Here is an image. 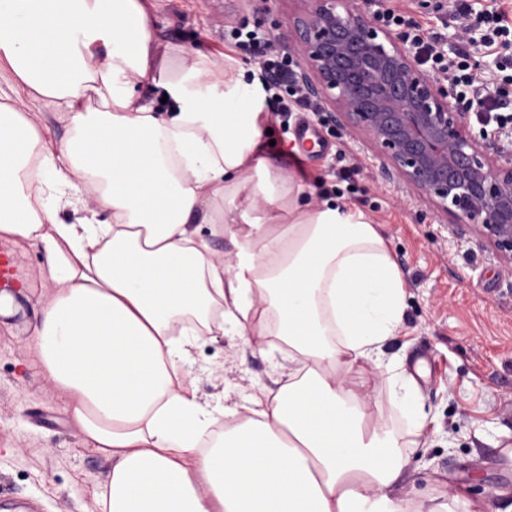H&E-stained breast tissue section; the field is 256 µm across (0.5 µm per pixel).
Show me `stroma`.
Returning a JSON list of instances; mask_svg holds the SVG:
<instances>
[{
	"label": "stroma",
	"instance_id": "35a3bbf8",
	"mask_svg": "<svg viewBox=\"0 0 512 512\" xmlns=\"http://www.w3.org/2000/svg\"><path fill=\"white\" fill-rule=\"evenodd\" d=\"M424 36L437 37L447 54L463 43L448 18V0H385ZM305 0H154L153 30L160 46L230 55L258 67L260 47L227 44L231 30H255L277 50ZM313 124L321 152H301L296 129ZM271 161L292 171L316 194L313 204L341 196L377 224L407 290L405 328L386 349L411 374L426 415L420 445L409 453L400 494L415 503L451 490L481 512L512 503V267L503 264L475 231L456 223L405 184L385 179L377 151L363 133H349L328 113H293L288 127L270 119ZM19 304L0 324V492L39 502L42 512H99L93 490L111 461L88 451L65 412L66 397L48 384L31 336L34 302L44 293L43 256L13 245ZM220 328L199 337L189 365L200 401L215 417L225 406L249 405L258 386H272L275 348L238 346ZM348 387L363 398L371 423L391 414L381 377L371 366L350 373Z\"/></svg>",
	"mask_w": 512,
	"mask_h": 512
}]
</instances>
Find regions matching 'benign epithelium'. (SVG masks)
<instances>
[{
    "instance_id": "7a95c632",
    "label": "benign epithelium",
    "mask_w": 512,
    "mask_h": 512,
    "mask_svg": "<svg viewBox=\"0 0 512 512\" xmlns=\"http://www.w3.org/2000/svg\"><path fill=\"white\" fill-rule=\"evenodd\" d=\"M296 18L305 94L341 115L346 129L375 143L382 170L471 225L506 265L512 263V151L489 155L469 113L443 77L353 0H309Z\"/></svg>"
}]
</instances>
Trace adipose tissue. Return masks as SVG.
I'll list each match as a JSON object with an SVG mask.
<instances>
[{"mask_svg": "<svg viewBox=\"0 0 512 512\" xmlns=\"http://www.w3.org/2000/svg\"><path fill=\"white\" fill-rule=\"evenodd\" d=\"M268 121L252 68L158 47L150 0H0V238L43 253L34 349L84 447L112 462L100 512H456L452 493H397L426 421L385 361L402 275L360 210L312 206L272 166ZM215 326L284 343L290 363L218 429L187 371ZM363 364L392 401L379 427L346 384Z\"/></svg>", "mask_w": 512, "mask_h": 512, "instance_id": "adipose-tissue-1", "label": "adipose tissue"}]
</instances>
